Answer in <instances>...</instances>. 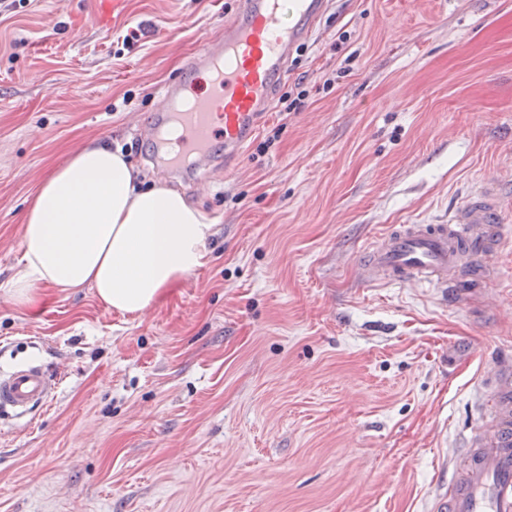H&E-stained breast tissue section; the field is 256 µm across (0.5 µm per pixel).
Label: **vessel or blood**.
Segmentation results:
<instances>
[{"mask_svg":"<svg viewBox=\"0 0 512 512\" xmlns=\"http://www.w3.org/2000/svg\"><path fill=\"white\" fill-rule=\"evenodd\" d=\"M328 0H241L224 23V36L195 57L173 80L141 127L153 160L169 170L191 161L192 183L229 169L270 111L296 49L308 42ZM512 179H487L458 209L430 224H401L360 258L366 283L432 280L451 304L472 290L456 275L462 256L502 244L505 200ZM492 394L478 393L469 427L452 452L456 463L435 494L430 512H512V353L492 356ZM59 389L42 366L0 374V412L26 416L46 407Z\"/></svg>","mask_w":512,"mask_h":512,"instance_id":"1","label":"vessel or blood"}]
</instances>
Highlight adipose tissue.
Returning a JSON list of instances; mask_svg holds the SVG:
<instances>
[{"label":"adipose tissue","instance_id":"ef3b65f1","mask_svg":"<svg viewBox=\"0 0 512 512\" xmlns=\"http://www.w3.org/2000/svg\"><path fill=\"white\" fill-rule=\"evenodd\" d=\"M212 234L180 192L141 188L120 151L90 146L55 167L30 200L11 297L32 306L37 285L88 286L109 309L138 315L207 263Z\"/></svg>","mask_w":512,"mask_h":512}]
</instances>
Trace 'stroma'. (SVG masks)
<instances>
[{"label": "stroma", "mask_w": 512, "mask_h": 512, "mask_svg": "<svg viewBox=\"0 0 512 512\" xmlns=\"http://www.w3.org/2000/svg\"><path fill=\"white\" fill-rule=\"evenodd\" d=\"M238 7L31 0L0 22V371L61 379L45 409L0 415V512H427L487 358L512 348V238L485 321L357 271L393 225L512 179V0H329L278 87L304 106L263 117L230 176L162 178L136 132ZM91 143L200 209L209 261L138 315L90 288L20 307L26 203Z\"/></svg>", "instance_id": "35a3bbf8"}]
</instances>
